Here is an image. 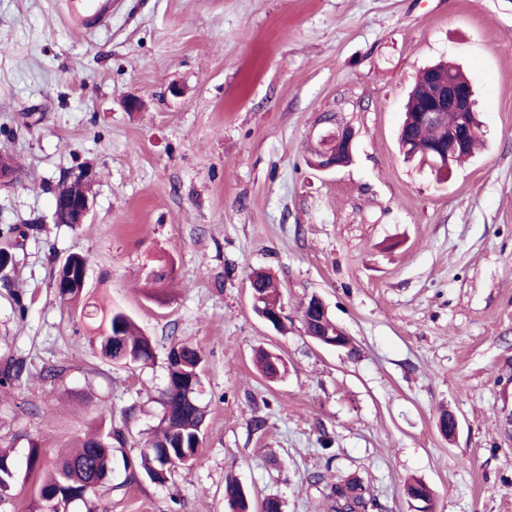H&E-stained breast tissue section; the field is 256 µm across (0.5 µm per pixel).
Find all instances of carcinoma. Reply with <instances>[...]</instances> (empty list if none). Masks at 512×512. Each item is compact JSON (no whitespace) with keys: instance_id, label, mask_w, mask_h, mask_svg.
<instances>
[{"instance_id":"cac0c4a2","label":"carcinoma","mask_w":512,"mask_h":512,"mask_svg":"<svg viewBox=\"0 0 512 512\" xmlns=\"http://www.w3.org/2000/svg\"><path fill=\"white\" fill-rule=\"evenodd\" d=\"M440 131L435 127H416L405 123L400 139L410 142L413 153L426 159L425 148L438 139ZM85 258L69 255L53 272V285L63 302H73L82 297L85 285L79 278V267ZM254 288L263 306H274L280 300V292L270 276L254 273ZM87 319L98 323L94 345L99 356L108 361L124 364L146 363L154 358V343L135 322L121 312L109 310L98 314L93 308L87 311ZM263 374L269 378L285 367L269 353L258 358ZM204 358L197 345L185 339L170 342L167 353V386L163 392L164 412L159 430L140 452L138 467L153 482L163 484L168 474L180 470L189 475L199 455L203 440L205 410L189 386L202 385ZM124 444L119 429L95 432L76 441L74 449L62 451L50 467L44 462L40 445L29 443L26 455V475L38 479L39 499L32 506L34 512H45L56 505L54 512H67L69 505L88 504L90 497L102 487L112 471L116 446ZM19 470L14 455L0 450V501L12 494L18 483ZM331 512H369L375 507L374 498L365 488L352 479L338 480L325 486ZM225 497L232 512H246L245 495L234 480L225 486Z\"/></svg>"}]
</instances>
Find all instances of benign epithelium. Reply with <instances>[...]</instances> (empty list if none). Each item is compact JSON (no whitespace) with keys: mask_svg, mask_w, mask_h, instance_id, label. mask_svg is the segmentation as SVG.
I'll return each mask as SVG.
<instances>
[{"mask_svg":"<svg viewBox=\"0 0 512 512\" xmlns=\"http://www.w3.org/2000/svg\"><path fill=\"white\" fill-rule=\"evenodd\" d=\"M446 62H438L427 67L429 81L425 87H414L410 95L409 112L412 121L424 126H441L444 114L455 112L457 124L448 129L447 135L429 145L426 154L432 156L434 165L447 171L458 157L467 152L472 138L480 135V129L472 121L475 113L472 82L461 83L452 79V74L444 72ZM354 133L347 126H336L332 135V150L329 155H317L314 165L321 170L338 168L347 164L352 157ZM94 200L89 195L72 196L65 207L72 213L74 224H84L93 211ZM254 307L265 322L278 326L284 319V307L263 308L257 303V293H252ZM323 346L349 348L352 339L338 325L331 324L325 334L314 337Z\"/></svg>","mask_w":512,"mask_h":512,"instance_id":"7a95c632","label":"benign epithelium"}]
</instances>
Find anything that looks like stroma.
I'll use <instances>...</instances> for the list:
<instances>
[{"instance_id":"stroma-1","label":"stroma","mask_w":512,"mask_h":512,"mask_svg":"<svg viewBox=\"0 0 512 512\" xmlns=\"http://www.w3.org/2000/svg\"><path fill=\"white\" fill-rule=\"evenodd\" d=\"M442 58L472 78L483 141L445 178L397 141L418 72ZM327 115L354 155L318 171ZM0 154L15 163L0 231L27 229L0 273V366L23 364L0 386V448L35 441L51 461L122 428L98 512H230V479L252 512H328L314 474L360 480L374 512H415V479L433 512H512V0H113L90 36L60 0H0ZM82 169L89 223H54L55 187ZM73 253L89 302L132 317L153 361L94 353L53 286ZM162 265L176 285L147 297ZM256 271L279 283L281 327L254 309ZM314 296L351 348L306 334ZM175 337L204 356L207 416L191 476L162 486L135 469Z\"/></svg>"}]
</instances>
